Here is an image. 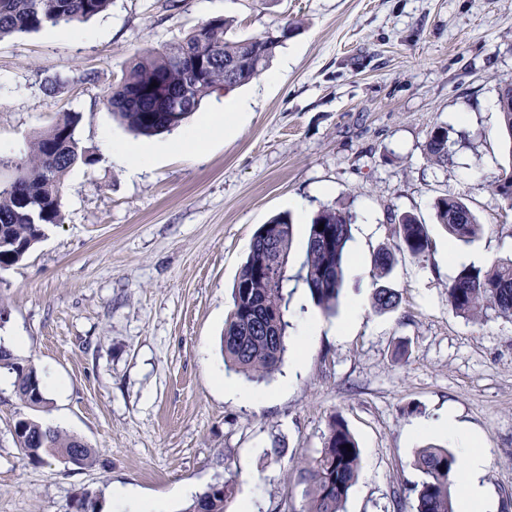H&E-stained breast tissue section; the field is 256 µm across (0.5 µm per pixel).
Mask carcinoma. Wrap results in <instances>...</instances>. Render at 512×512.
Instances as JSON below:
<instances>
[{
	"label": "carcinoma",
	"instance_id": "carcinoma-1",
	"mask_svg": "<svg viewBox=\"0 0 512 512\" xmlns=\"http://www.w3.org/2000/svg\"><path fill=\"white\" fill-rule=\"evenodd\" d=\"M112 0H0V38L35 32L45 26H75L106 12ZM232 20L216 16L174 45L147 49L122 71L112 93L103 98L112 117L130 131L144 136L169 132L182 126L202 101L219 89L230 90L259 77L269 66L280 43L262 34L245 39L230 35ZM157 86H152V83ZM185 98L192 108L176 125L152 119L169 112ZM80 115L68 113L36 137L21 154L0 151V269L21 261L44 237L49 224L63 223L61 199L67 173L88 156L76 138ZM448 129L436 128L427 142L429 160L448 161ZM497 195L512 208V162L492 180ZM435 217L448 234L468 242L483 232V225L464 198L448 194L434 203ZM323 230H318L319 224ZM355 215L348 209L324 207L309 224L305 257L298 275L258 274L269 252L288 264L293 244V224L280 214L256 231L246 261L232 289V309L224 322L221 351L224 367L244 374L256 385L280 369L293 329L288 319L292 280L302 282L318 310L329 315L336 309L345 280V252ZM395 249L382 248L375 256L377 278L385 277L397 254L419 259L429 250L426 225L416 217H394ZM249 288L242 289V284ZM373 306L393 311L399 294L379 285L373 289ZM448 306L474 321L487 311L512 320V259L489 268L463 267L448 283ZM15 376V393L27 407L47 404L45 385L37 368L13 351L0 347V369ZM16 444L31 463L46 456L70 458L75 470L92 467L95 456L86 442L44 421L20 416L12 430ZM352 451H347V446ZM415 466L424 475L414 485L416 512H454L450 487L460 469L459 458L446 448L426 446L417 452ZM361 469L358 444L340 416L330 422L324 447L318 455L291 467L304 485V512H344V505ZM233 495L230 480L210 484L183 512H226Z\"/></svg>",
	"mask_w": 512,
	"mask_h": 512
}]
</instances>
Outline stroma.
I'll return each mask as SVG.
<instances>
[{
	"label": "stroma",
	"mask_w": 512,
	"mask_h": 512,
	"mask_svg": "<svg viewBox=\"0 0 512 512\" xmlns=\"http://www.w3.org/2000/svg\"><path fill=\"white\" fill-rule=\"evenodd\" d=\"M220 15L239 38L289 28L278 49L287 72L212 94L186 125L223 111L228 96L248 98L232 135L192 154L177 132L156 135L165 151L128 176L108 151L131 134L104 95L137 53ZM56 76L62 85L45 93ZM505 81L512 0H112L68 39L43 30L1 39L0 150L25 151L76 112L91 161L65 178L63 223L0 270V343L23 336L17 357L63 385L39 417L82 438L97 463L25 460L12 428L26 407L0 372V512H72L87 490L109 512L116 486L183 512L185 488L198 494L219 479L233 482L229 512L244 500L253 512H302L289 469L317 455L337 414L362 458L345 512L415 507V454L431 444L457 451L452 417L486 451L492 512H512V321H473L448 306L463 266L512 258V208L491 186L512 161L493 110ZM439 127L450 145L442 165L426 154ZM449 193L485 225L481 237L451 243L433 208ZM325 206L356 216L335 315L297 287L291 305L302 315L280 372L252 403L227 398L218 377L252 389L225 372L219 341L254 234L290 213L297 274L307 226ZM394 214L425 224L430 247L398 259L383 283L401 304L380 313L374 257L396 243ZM354 307L358 326L337 336ZM313 320L321 328L308 340Z\"/></svg>",
	"instance_id": "stroma-1"
}]
</instances>
